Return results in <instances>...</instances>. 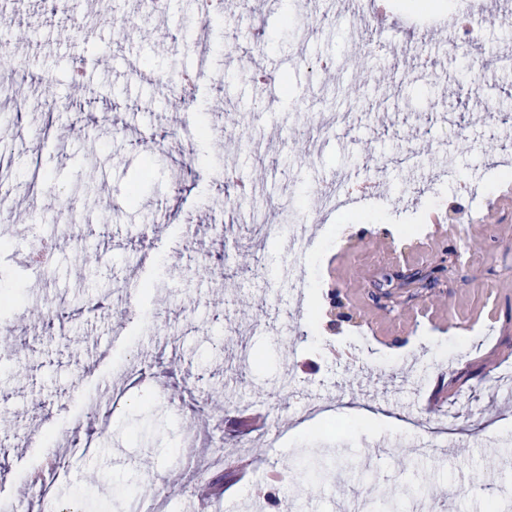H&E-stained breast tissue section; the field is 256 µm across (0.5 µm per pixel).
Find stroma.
Returning a JSON list of instances; mask_svg holds the SVG:
<instances>
[{"label": "stroma", "mask_w": 512, "mask_h": 512, "mask_svg": "<svg viewBox=\"0 0 512 512\" xmlns=\"http://www.w3.org/2000/svg\"><path fill=\"white\" fill-rule=\"evenodd\" d=\"M279 2L244 13L224 0L207 23L196 0L154 16L124 0L125 38L44 0L14 5L11 50L38 79L0 110V153L37 199L18 197L0 221L12 241L0 289L25 287L0 355V498L37 507L32 478L63 455L50 495L88 512H137L143 488L186 512L198 482L221 475L228 489L206 512H417L427 490L429 512H485L491 496L512 512V67L493 62L512 52V26L484 14L476 50L435 36L425 67L404 29L464 16L469 0L394 4L364 23L325 16L324 0L286 14ZM258 18L256 60L274 77L260 95L237 62ZM326 60L329 76L313 74ZM229 170L250 189L238 212ZM338 182L365 218L323 208L320 189ZM65 193L95 231L86 245L51 220ZM453 209L465 223L448 222ZM38 240L54 251L34 270L19 259ZM451 246L474 256L467 281L394 312L375 300L382 273L433 267ZM101 248L107 260L75 268ZM323 290L354 319L318 336L309 313ZM245 348L262 364L241 362ZM116 390L137 411L108 413ZM436 392L452 436L429 456L404 425L432 416ZM370 405L385 419L352 420ZM94 408L106 417L88 452L72 439ZM245 410L265 426L239 427ZM241 453L254 464L240 482L229 461ZM321 455L329 469L295 498L299 460Z\"/></svg>", "instance_id": "1"}]
</instances>
